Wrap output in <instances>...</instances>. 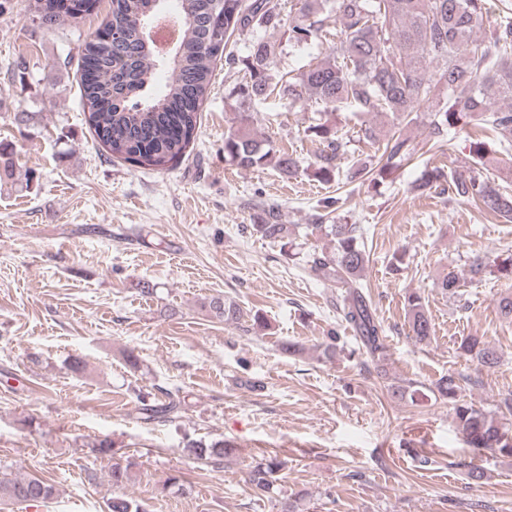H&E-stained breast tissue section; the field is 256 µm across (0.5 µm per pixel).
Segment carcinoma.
<instances>
[{"label": "carcinoma", "mask_w": 512, "mask_h": 512, "mask_svg": "<svg viewBox=\"0 0 512 512\" xmlns=\"http://www.w3.org/2000/svg\"><path fill=\"white\" fill-rule=\"evenodd\" d=\"M165 0H111L110 24L117 36L108 43L96 38L84 41L81 50L80 96L89 129L112 156L135 166L165 168L181 160L193 148L199 110L212 84L214 64L240 67L244 83L236 93V116L224 133V159L241 170L270 167L284 177L304 173L320 183L343 176L348 183L363 179L372 168L365 164L340 173L338 160L345 152L339 130L328 121L308 127L320 148L314 161L302 166L286 151L269 148L258 130L253 103L276 93L292 104L312 102L323 111L347 107L361 115L389 114L397 123L407 120L424 104H432L439 92L447 94L444 107L430 113V135L443 142L448 129L464 116L477 119L484 129L498 134L489 143L474 142L473 164L484 167L489 156L512 150V12L498 17L477 44L474 35L483 25L485 0H298V22L288 27V40L301 46L316 40L332 43L323 58L309 63L294 76L280 71L277 48L259 33L281 26L273 0H179L175 23L178 37L167 56L156 53L147 37V26L162 16ZM333 3V31L329 16H320L323 5ZM79 12L61 14L58 0H34L32 25L50 29L65 23L76 25ZM250 42L243 57L224 55L231 37ZM416 153V146L401 135L386 138L377 175H393ZM448 184V190L498 216L512 218V194L500 190L473 168L445 171L426 168L414 187L430 190ZM338 198L324 201L316 223L306 231L324 235L328 252L307 255L305 266L313 275L345 289L337 307L340 324L353 332L354 350L364 355L378 375L388 360L384 328L361 290L368 261L363 232L358 224H329ZM251 233L293 246L295 229L282 222L271 203L250 225ZM501 273L512 278V257L489 263L476 256L469 274ZM410 331L419 344L430 343L432 325L420 294L405 297ZM209 315L237 321L240 308L221 297L203 304ZM460 352L484 367L498 362L496 350L481 336H467ZM448 401L465 443L475 449H496L512 456V440L496 414L458 400L452 375L438 379L432 389ZM181 399L166 394L165 400L141 401L138 419L151 422L176 413ZM200 461L220 460L229 451L224 442L202 441L188 445ZM281 462L262 456L251 466L248 482L255 493H272ZM54 488L36 476L0 474V504L46 503ZM107 512H146L142 504L125 495L107 499Z\"/></svg>", "instance_id": "1"}]
</instances>
